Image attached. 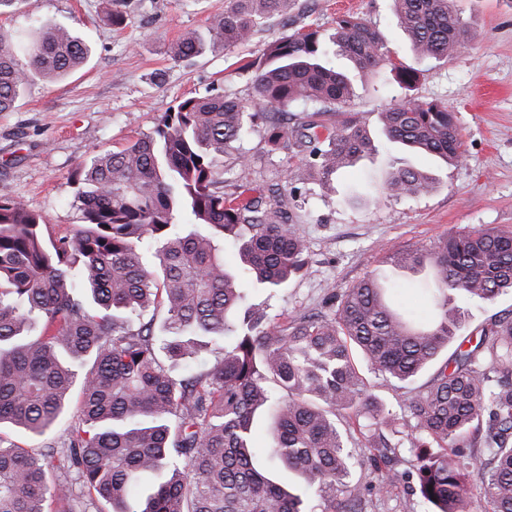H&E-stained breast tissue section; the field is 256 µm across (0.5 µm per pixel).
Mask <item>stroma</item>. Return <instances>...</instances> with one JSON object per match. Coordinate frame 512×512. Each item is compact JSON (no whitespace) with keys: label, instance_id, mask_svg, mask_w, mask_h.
Listing matches in <instances>:
<instances>
[{"label":"stroma","instance_id":"stroma-1","mask_svg":"<svg viewBox=\"0 0 512 512\" xmlns=\"http://www.w3.org/2000/svg\"><path fill=\"white\" fill-rule=\"evenodd\" d=\"M471 38L455 54L417 56L400 28L392 0H296L288 18L265 22L254 41L233 51H204L176 58L172 46L188 30L206 32L225 0H16L0 11V32L19 44L41 24H62L91 48L87 62L69 77L30 80L16 108L0 112V199H19L40 214L52 235L80 224L75 174L94 156L122 148L150 133L183 99L221 93L250 102L253 87L245 62L270 42L312 26L332 33L338 16L356 13L383 36L395 62L414 68L419 80L404 89L389 68L355 76L346 109L366 122L377 153L337 173L330 189L305 185L286 194L293 230L309 247L303 276L276 293L250 288L248 298L272 312L325 314L331 293L383 272L385 251L425 248L449 233L484 226L512 231V0H459ZM126 16L115 26L112 13ZM438 102L455 112L464 157L455 165L389 146L377 114L391 104ZM250 163H227V178L251 188L287 177L288 159L268 156L263 126L240 142ZM408 165L435 180L429 193L389 196L385 182ZM432 370L413 382H375V394L396 417L407 414ZM348 449L359 465L353 477L364 488L365 512H429L413 490V455L406 438L392 435V464L399 478L379 488L362 458L372 432L345 426Z\"/></svg>","mask_w":512,"mask_h":512}]
</instances>
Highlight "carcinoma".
I'll return each mask as SVG.
<instances>
[{"label":"carcinoma","instance_id":"1","mask_svg":"<svg viewBox=\"0 0 512 512\" xmlns=\"http://www.w3.org/2000/svg\"><path fill=\"white\" fill-rule=\"evenodd\" d=\"M295 0H229L209 41L187 31L173 48L189 57L252 42L263 20L288 17ZM415 54L443 59L464 43L455 0H394ZM0 34V112H10L35 77L62 78L90 48L64 26H42L25 45ZM361 73L389 64L401 85L418 71L392 63L380 34L362 18L336 19L333 35L303 27L272 42L247 64L251 103L220 94L186 98L155 130L84 163L77 178L80 228L52 236L40 214L0 200V426L44 436L72 423L31 454L0 437V512H356L363 488L336 414L377 430L395 423L361 376L370 369L409 382L451 344L453 353L409 405L405 436L415 449L416 491L431 512H512V316L460 334L456 300L512 293V232L471 228L430 248L396 250L394 269H432L425 320L390 296L395 283L369 276L339 294L325 315L273 314L247 303L242 279L276 290L308 265V245L272 202L224 184V157L256 118L270 152L308 154L290 180L324 186L376 146L366 123L320 117L353 95L332 57ZM314 111L288 125L296 102ZM388 142L459 163L456 116L434 102H401L378 114ZM428 175L396 169L389 195L432 189ZM194 229H182L183 216ZM150 239L154 250L140 249ZM238 247L240 270L226 267L217 240ZM161 307L159 330L131 326L129 314ZM231 339L207 369L175 376L208 344ZM170 361L166 366L160 355ZM274 411L269 457L301 482L286 487L255 465L253 424ZM383 435L367 446L382 484L389 466ZM156 479L136 500L142 478Z\"/></svg>","mask_w":512,"mask_h":512}]
</instances>
